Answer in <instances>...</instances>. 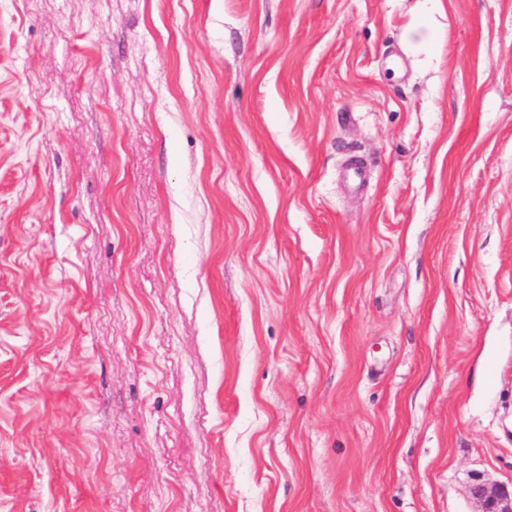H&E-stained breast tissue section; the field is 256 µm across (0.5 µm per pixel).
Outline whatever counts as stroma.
I'll return each instance as SVG.
<instances>
[{
    "label": "stroma",
    "mask_w": 512,
    "mask_h": 512,
    "mask_svg": "<svg viewBox=\"0 0 512 512\" xmlns=\"http://www.w3.org/2000/svg\"><path fill=\"white\" fill-rule=\"evenodd\" d=\"M477 478L512 492V0H0V512Z\"/></svg>",
    "instance_id": "1"
}]
</instances>
